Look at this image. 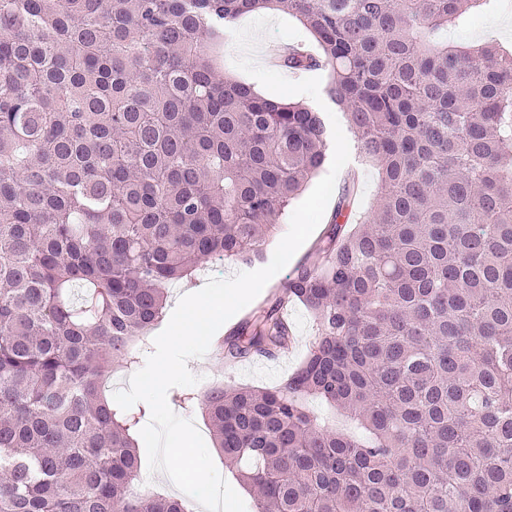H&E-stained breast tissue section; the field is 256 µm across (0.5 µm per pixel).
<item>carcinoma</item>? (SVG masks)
Wrapping results in <instances>:
<instances>
[{
  "instance_id": "cac0c4a2",
  "label": "carcinoma",
  "mask_w": 512,
  "mask_h": 512,
  "mask_svg": "<svg viewBox=\"0 0 512 512\" xmlns=\"http://www.w3.org/2000/svg\"><path fill=\"white\" fill-rule=\"evenodd\" d=\"M489 0H0V512H187L140 494L147 405L112 369L204 259L250 263L325 164L324 117L216 78L208 43L280 9L375 161L310 259L223 340L317 336L271 388L178 396L256 512H512V51L443 34ZM318 400L350 426L326 422Z\"/></svg>"
}]
</instances>
